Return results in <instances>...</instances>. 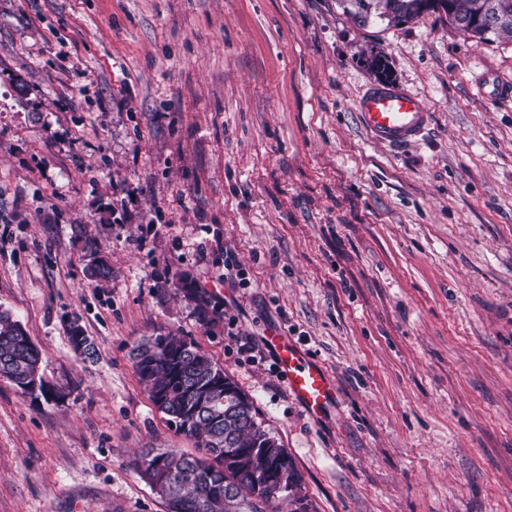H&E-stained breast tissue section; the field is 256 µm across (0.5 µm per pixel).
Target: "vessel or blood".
Listing matches in <instances>:
<instances>
[{"instance_id": "1", "label": "vessel or blood", "mask_w": 512, "mask_h": 512, "mask_svg": "<svg viewBox=\"0 0 512 512\" xmlns=\"http://www.w3.org/2000/svg\"><path fill=\"white\" fill-rule=\"evenodd\" d=\"M482 95L499 100L512 96V82L488 74L479 83ZM360 122L375 141L400 146L417 141L431 123V112L424 100L405 89L373 85L357 100ZM267 341L274 350L279 372L306 412L320 415L336 396L334 384L323 368L306 351L280 333Z\"/></svg>"}]
</instances>
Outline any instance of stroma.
<instances>
[{"label": "stroma", "mask_w": 512, "mask_h": 512, "mask_svg": "<svg viewBox=\"0 0 512 512\" xmlns=\"http://www.w3.org/2000/svg\"><path fill=\"white\" fill-rule=\"evenodd\" d=\"M373 54L431 107L402 148L357 115ZM486 72L512 80V40L435 13L0 0V311L66 393L0 379V512H166L135 460L195 447L130 352L170 331L253 400L310 512H512V98L485 99ZM94 250L111 282L87 278ZM275 331L331 377L324 416L267 356ZM173 286L176 294L195 304V308L201 316L206 317L209 314V297L200 288H197L185 274H178Z\"/></svg>", "instance_id": "35a3bbf8"}]
</instances>
